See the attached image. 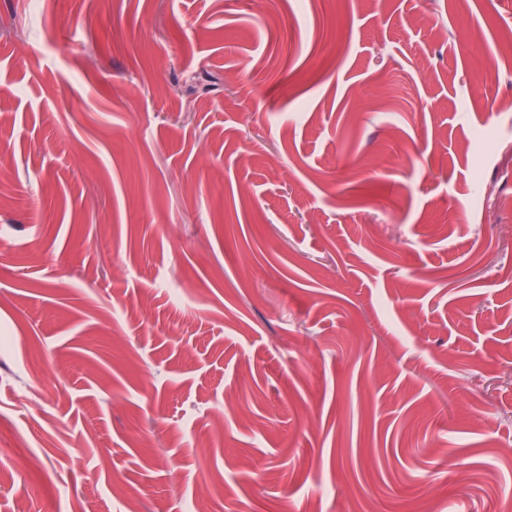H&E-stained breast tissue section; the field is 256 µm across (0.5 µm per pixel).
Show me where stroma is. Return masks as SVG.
<instances>
[{
  "label": "stroma",
  "mask_w": 512,
  "mask_h": 512,
  "mask_svg": "<svg viewBox=\"0 0 512 512\" xmlns=\"http://www.w3.org/2000/svg\"><path fill=\"white\" fill-rule=\"evenodd\" d=\"M511 34L512 0H0V512H496Z\"/></svg>",
  "instance_id": "stroma-1"
}]
</instances>
